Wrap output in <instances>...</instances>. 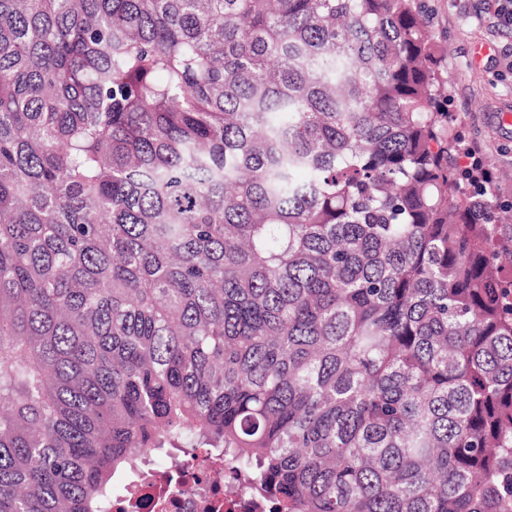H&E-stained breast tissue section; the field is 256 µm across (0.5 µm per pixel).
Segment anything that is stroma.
<instances>
[{
    "mask_svg": "<svg viewBox=\"0 0 512 512\" xmlns=\"http://www.w3.org/2000/svg\"><path fill=\"white\" fill-rule=\"evenodd\" d=\"M446 50L449 110L487 163L497 191L490 221L512 226V30L491 27V0H424Z\"/></svg>",
    "mask_w": 512,
    "mask_h": 512,
    "instance_id": "35a3bbf8",
    "label": "stroma"
}]
</instances>
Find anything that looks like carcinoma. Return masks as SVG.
Returning a JSON list of instances; mask_svg holds the SVG:
<instances>
[{"label": "carcinoma", "instance_id": "cac0c4a2", "mask_svg": "<svg viewBox=\"0 0 512 512\" xmlns=\"http://www.w3.org/2000/svg\"><path fill=\"white\" fill-rule=\"evenodd\" d=\"M420 0H0V512L147 449L273 512H512V238Z\"/></svg>", "mask_w": 512, "mask_h": 512}]
</instances>
